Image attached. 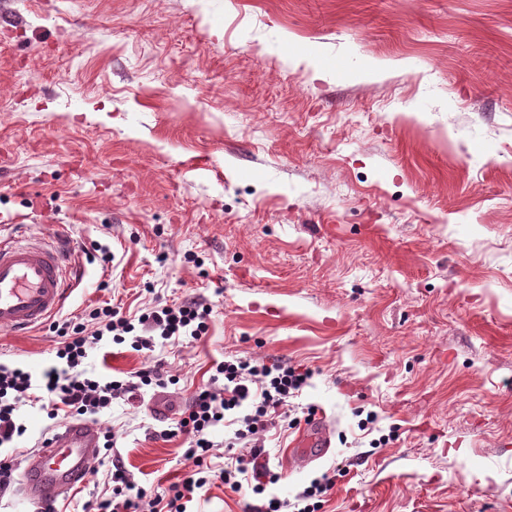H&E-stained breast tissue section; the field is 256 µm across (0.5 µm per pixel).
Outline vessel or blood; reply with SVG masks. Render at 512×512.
Instances as JSON below:
<instances>
[{"instance_id": "vessel-or-blood-1", "label": "vessel or blood", "mask_w": 512, "mask_h": 512, "mask_svg": "<svg viewBox=\"0 0 512 512\" xmlns=\"http://www.w3.org/2000/svg\"><path fill=\"white\" fill-rule=\"evenodd\" d=\"M72 280L67 255L53 243L0 241V328L26 332L59 310ZM331 446L324 422H316L292 451L296 466L325 455ZM99 453L96 426L79 421L26 454L20 474L21 501L42 505L48 498L74 491L86 482L89 465Z\"/></svg>"}]
</instances>
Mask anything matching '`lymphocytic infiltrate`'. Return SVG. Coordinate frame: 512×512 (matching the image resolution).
<instances>
[{
    "instance_id": "obj_1",
    "label": "lymphocytic infiltrate",
    "mask_w": 512,
    "mask_h": 512,
    "mask_svg": "<svg viewBox=\"0 0 512 512\" xmlns=\"http://www.w3.org/2000/svg\"><path fill=\"white\" fill-rule=\"evenodd\" d=\"M210 307L197 299L146 307L135 318L109 304L85 308L77 316L52 321L50 327L60 339L56 362L38 373L0 363V446L12 443L25 432L17 411L31 403L49 418L65 415L88 422L112 402H134L149 385L174 382L164 361L152 368L129 373L121 380L104 379L83 371L90 349L103 340L131 344L138 351L154 352L157 345L179 347L206 335ZM207 385L162 437L186 435L188 446L183 459L187 470L183 479L161 490H146L136 483L120 457H112L106 476L112 485L107 495H94L82 505V512H188L196 490L220 481L233 491L251 489L263 494L277 477L269 469L258 468L265 456L264 435L288 398L306 386L309 372L285 363L267 365L236 358L214 364ZM233 427V440L245 444L247 456H236L220 469H212L209 458L215 446L212 433L218 426Z\"/></svg>"
}]
</instances>
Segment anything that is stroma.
I'll return each mask as SVG.
<instances>
[{
    "label": "stroma",
    "instance_id": "1",
    "mask_svg": "<svg viewBox=\"0 0 512 512\" xmlns=\"http://www.w3.org/2000/svg\"><path fill=\"white\" fill-rule=\"evenodd\" d=\"M510 82L512 0H0V237L68 245L59 317L212 308L197 342L86 361L178 378L99 416L139 484L183 473L155 406L241 357L311 374L266 434L280 479L190 512L324 474L316 512H512ZM57 343L0 329V363ZM17 415L19 461L67 422ZM315 417L331 446L295 467Z\"/></svg>",
    "mask_w": 512,
    "mask_h": 512
}]
</instances>
